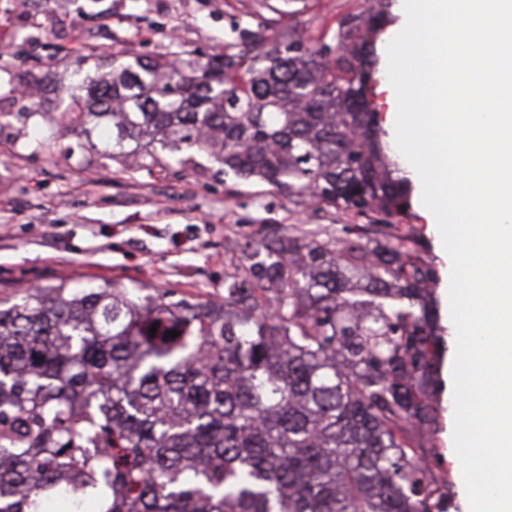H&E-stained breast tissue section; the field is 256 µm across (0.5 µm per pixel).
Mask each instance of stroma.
Returning a JSON list of instances; mask_svg holds the SVG:
<instances>
[{
    "label": "stroma",
    "mask_w": 512,
    "mask_h": 512,
    "mask_svg": "<svg viewBox=\"0 0 512 512\" xmlns=\"http://www.w3.org/2000/svg\"><path fill=\"white\" fill-rule=\"evenodd\" d=\"M0 0V304L62 281L136 282L146 292H172L208 302L224 298V245L272 230L350 224L354 218L308 202L299 205L268 185L213 172L153 166L130 169L96 151L104 133L83 132L63 118L67 87L97 75L98 59L130 62L181 52L220 53L238 29L277 28L314 47L335 46L336 22L365 0ZM377 43L379 80L371 99L382 126L395 130L387 97V45L401 24L399 0ZM43 88L41 98L21 86ZM414 183L404 233L421 244L437 270L434 301L445 338L451 262ZM435 453L426 463L449 482L451 512H462L455 475L454 403L439 389Z\"/></svg>",
    "instance_id": "obj_1"
}]
</instances>
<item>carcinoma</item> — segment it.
I'll return each mask as SVG.
<instances>
[{
	"instance_id": "carcinoma-1",
	"label": "carcinoma",
	"mask_w": 512,
	"mask_h": 512,
	"mask_svg": "<svg viewBox=\"0 0 512 512\" xmlns=\"http://www.w3.org/2000/svg\"><path fill=\"white\" fill-rule=\"evenodd\" d=\"M385 21L384 0L343 17L334 52L243 30L253 55L138 58L70 94L107 159L204 155L369 223L235 243L221 304L91 280L0 306V512H437L446 342L436 270L393 233L412 183L369 99Z\"/></svg>"
}]
</instances>
